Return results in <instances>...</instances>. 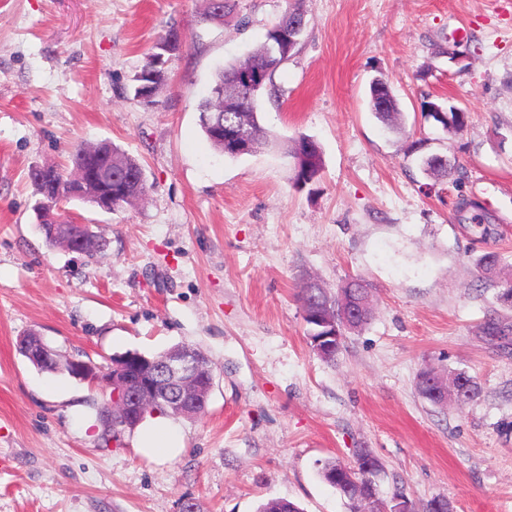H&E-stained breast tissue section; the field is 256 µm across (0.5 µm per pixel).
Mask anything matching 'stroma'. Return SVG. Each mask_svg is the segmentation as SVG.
Instances as JSON below:
<instances>
[{
  "label": "stroma",
  "mask_w": 512,
  "mask_h": 512,
  "mask_svg": "<svg viewBox=\"0 0 512 512\" xmlns=\"http://www.w3.org/2000/svg\"><path fill=\"white\" fill-rule=\"evenodd\" d=\"M289 3L235 0L212 24L207 0H0V512H257L271 498L346 512L318 464L361 448L383 465V494L512 512V350L481 336L489 315L512 324V0H303V36L259 121L318 142L313 195L291 187L283 152L230 158L199 124L216 71ZM172 31L168 81L141 105L132 80ZM377 76L397 125L370 109ZM427 99L466 110V128L424 118ZM101 143L139 161L145 196L112 213L62 203L103 247L48 245L29 169H71L73 146ZM433 155L462 174L427 176ZM309 277L370 290V321L333 363L307 339L296 294ZM32 331L102 374L126 351L200 349L213 386L204 414L175 422L181 453L103 441L106 382L39 370L18 347ZM426 368L480 392L432 405L416 388Z\"/></svg>",
  "instance_id": "1"
}]
</instances>
